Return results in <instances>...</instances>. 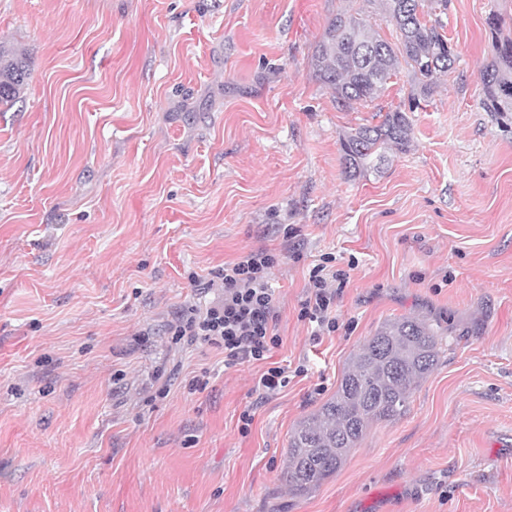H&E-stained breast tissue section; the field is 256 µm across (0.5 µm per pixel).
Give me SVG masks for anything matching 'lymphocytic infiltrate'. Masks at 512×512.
I'll return each instance as SVG.
<instances>
[{
	"label": "lymphocytic infiltrate",
	"mask_w": 512,
	"mask_h": 512,
	"mask_svg": "<svg viewBox=\"0 0 512 512\" xmlns=\"http://www.w3.org/2000/svg\"><path fill=\"white\" fill-rule=\"evenodd\" d=\"M278 263L276 254L254 250L238 261L212 269L209 278L196 280L197 288H220L224 297L206 306L184 305L168 327L172 342L219 348L228 369L269 359L280 343L271 283V273ZM347 279L346 271H329L323 262L310 269L309 294L300 305L298 317L310 325L312 339L338 330L334 309L338 289L346 285Z\"/></svg>",
	"instance_id": "obj_1"
}]
</instances>
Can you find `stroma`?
<instances>
[{
	"instance_id": "35a3bbf8",
	"label": "stroma",
	"mask_w": 512,
	"mask_h": 512,
	"mask_svg": "<svg viewBox=\"0 0 512 512\" xmlns=\"http://www.w3.org/2000/svg\"><path fill=\"white\" fill-rule=\"evenodd\" d=\"M359 6L0 0V43L30 63L0 105V512H512V119L481 105L487 18L511 33L512 0H450L455 70L410 148L350 180L344 136L411 90L403 70L342 109L315 79ZM258 249L283 257L271 361L171 344L190 273ZM327 253L349 277L315 341L298 311ZM397 317L447 329L435 369L289 495L291 430ZM273 362L287 386L255 393Z\"/></svg>"
}]
</instances>
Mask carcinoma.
I'll return each instance as SVG.
<instances>
[{
    "instance_id": "cac0c4a2",
    "label": "carcinoma",
    "mask_w": 512,
    "mask_h": 512,
    "mask_svg": "<svg viewBox=\"0 0 512 512\" xmlns=\"http://www.w3.org/2000/svg\"><path fill=\"white\" fill-rule=\"evenodd\" d=\"M379 7L399 31L394 44L381 37L354 13L337 14L311 56L315 78L333 90L336 103L350 107L375 99L406 65L411 75V99L427 98L439 78L459 58L439 32L440 20L425 17L448 11L449 0H364ZM497 36L495 55L481 74L482 108L505 118L512 114V37L501 35L502 20L488 18ZM29 76L22 53L0 46V103L20 94ZM412 141L406 111L386 113L376 125H363L342 139L346 176L355 178L375 169L387 149L404 152ZM438 330L425 319L399 317L386 322L351 356L336 395L299 422L288 437L282 479L293 496L316 490L336 473L351 449L372 425L405 416L413 390L437 364Z\"/></svg>"
}]
</instances>
